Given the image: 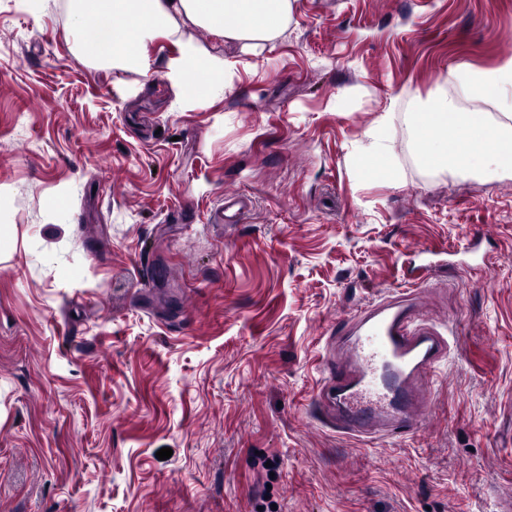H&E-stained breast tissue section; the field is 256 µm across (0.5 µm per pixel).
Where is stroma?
<instances>
[{"label":"stroma","mask_w":512,"mask_h":512,"mask_svg":"<svg viewBox=\"0 0 512 512\" xmlns=\"http://www.w3.org/2000/svg\"><path fill=\"white\" fill-rule=\"evenodd\" d=\"M69 25L66 0H0V512H492L512 174L428 169L412 116L441 90L480 108L448 75L512 61V0H295L254 55L188 26L235 66L200 106L176 105L165 40L149 75L116 73ZM228 191L252 201L229 236L208 221ZM441 246L428 421L336 433L316 410L330 341Z\"/></svg>","instance_id":"obj_1"}]
</instances>
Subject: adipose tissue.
Returning <instances> with one entry per match:
<instances>
[{"mask_svg": "<svg viewBox=\"0 0 512 512\" xmlns=\"http://www.w3.org/2000/svg\"><path fill=\"white\" fill-rule=\"evenodd\" d=\"M294 0H69V37L93 27L97 37L82 51L116 71L148 74L146 48L161 38L174 46L165 76L182 103L200 105L232 87L234 66L187 38L184 23L204 26L219 38L239 42L244 51L264 48L291 18ZM452 80L471 98L512 114V62L494 68L455 71ZM431 132L416 146L428 167L480 172L512 169V125L481 114L457 112L454 100L439 95L417 115Z\"/></svg>", "mask_w": 512, "mask_h": 512, "instance_id": "ef3b65f1", "label": "adipose tissue"}]
</instances>
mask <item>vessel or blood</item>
Returning a JSON list of instances; mask_svg holds the SVG:
<instances>
[{
	"label": "vessel or blood",
	"instance_id": "vessel-or-blood-1",
	"mask_svg": "<svg viewBox=\"0 0 512 512\" xmlns=\"http://www.w3.org/2000/svg\"><path fill=\"white\" fill-rule=\"evenodd\" d=\"M250 207L247 198L225 194L211 223L232 228ZM441 258L409 266L415 288L373 303L345 323L348 340L327 356L318 405L339 432L370 440L410 435L426 422L431 400L424 378L446 359L449 344L425 318L429 277L447 267Z\"/></svg>",
	"mask_w": 512,
	"mask_h": 512
}]
</instances>
